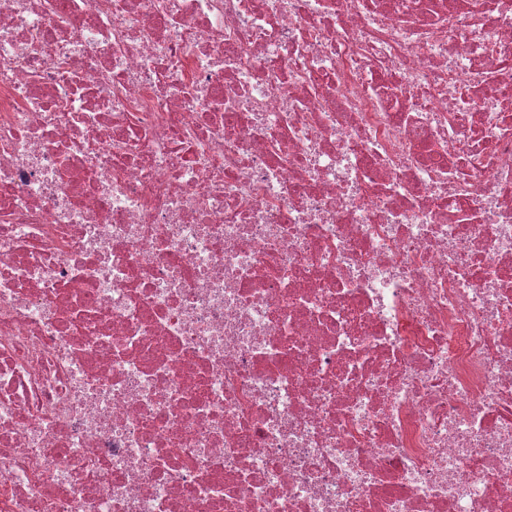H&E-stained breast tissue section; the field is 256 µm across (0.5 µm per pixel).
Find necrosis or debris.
Returning a JSON list of instances; mask_svg holds the SVG:
<instances>
[{
	"instance_id": "necrosis-or-debris-1",
	"label": "necrosis or debris",
	"mask_w": 512,
	"mask_h": 512,
	"mask_svg": "<svg viewBox=\"0 0 512 512\" xmlns=\"http://www.w3.org/2000/svg\"><path fill=\"white\" fill-rule=\"evenodd\" d=\"M0 512H512V0H0Z\"/></svg>"
}]
</instances>
